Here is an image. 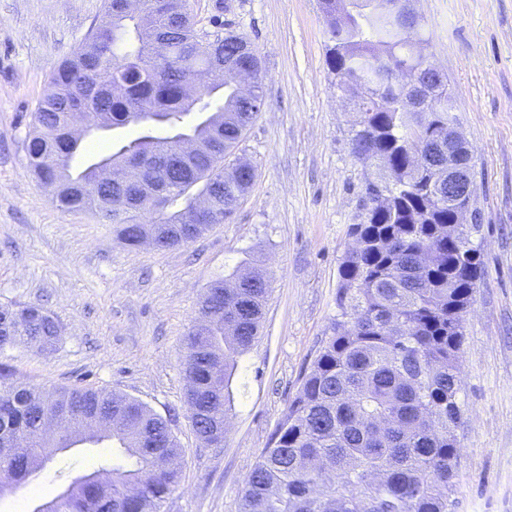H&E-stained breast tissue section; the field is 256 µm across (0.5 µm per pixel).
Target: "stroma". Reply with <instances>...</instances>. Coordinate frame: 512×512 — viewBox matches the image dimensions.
I'll return each instance as SVG.
<instances>
[{"instance_id":"35a3bbf8","label":"stroma","mask_w":512,"mask_h":512,"mask_svg":"<svg viewBox=\"0 0 512 512\" xmlns=\"http://www.w3.org/2000/svg\"><path fill=\"white\" fill-rule=\"evenodd\" d=\"M103 0H0V306L51 313L61 337L9 352L17 381L43 391L125 394L171 419L181 479L162 512H238L245 480L339 316V266L375 167L352 153L355 114L326 64L320 0H189L198 33L217 26L254 49L265 105L232 149L255 178L224 223L169 249L131 248L112 225L60 208L31 174L32 114L51 71L98 22ZM425 53L448 79L471 147L483 260L463 318V424L455 512H512V0H417ZM265 269L260 336L239 359L222 445L197 437L185 401L186 338L214 279ZM119 452L79 443L0 512H33Z\"/></svg>"}]
</instances>
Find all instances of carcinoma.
<instances>
[{"mask_svg": "<svg viewBox=\"0 0 512 512\" xmlns=\"http://www.w3.org/2000/svg\"><path fill=\"white\" fill-rule=\"evenodd\" d=\"M118 6L119 0H104L99 24L52 72L33 113L28 157L38 180L58 182L61 208L96 212L134 247L132 225L145 214L176 233L193 223L191 190L198 184L217 197L222 217L232 214L253 174L228 171L210 184L203 172L213 153L239 143L263 98L243 99L227 84L187 97L191 73L222 57L259 65L255 51L235 34L217 31L211 41L199 36L187 0H145L152 36ZM323 12L330 71L348 93L355 85L364 92L352 152L377 158L381 175L365 188L363 221L350 227L356 246L339 267L341 319L247 477L238 512H452L462 418L461 321L483 269L472 234L458 237L448 229V187L437 185V171L448 167V148L436 132L448 123L454 102L447 89L432 91L425 39L413 35L419 22L395 0L386 10L376 5L344 17L336 15V0H323ZM398 72L423 82L435 111L400 108ZM199 102L197 119L184 122ZM73 112L100 130L133 123L140 134L76 170L72 159L81 144L65 136ZM185 136L208 141L212 151L177 158ZM105 161L118 170L141 167L146 180L167 181L171 190L162 208L121 212L109 182L98 196L84 195V184ZM253 275L245 287L225 289L224 306L211 314L201 348L216 360L184 362L192 394L202 399L204 434L225 414L238 358L260 335L269 288L261 270ZM60 336L58 321L39 307L0 308V354L15 339L48 350ZM9 374L1 364L0 430L23 429L31 443L19 458L0 459V493L74 444L76 417L66 418L51 440L40 432L43 416L62 403L98 418L122 415L124 428L83 440L111 442L130 464L75 479L49 501V512H106L109 506L112 512H160L179 483V470L165 467L146 443L167 436L163 416L138 399L87 388L60 390L51 400L34 388L4 383ZM130 483L139 485V498H125Z\"/></svg>", "mask_w": 512, "mask_h": 512, "instance_id": "carcinoma-1", "label": "carcinoma"}]
</instances>
